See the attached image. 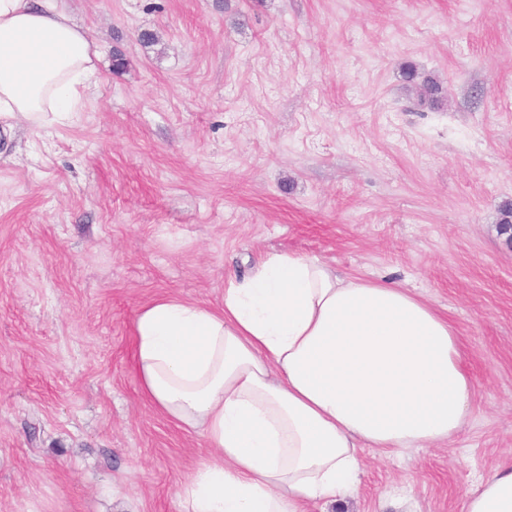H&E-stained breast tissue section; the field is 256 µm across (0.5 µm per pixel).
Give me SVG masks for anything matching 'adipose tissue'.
I'll use <instances>...</instances> for the list:
<instances>
[{
  "instance_id": "ef3b65f1",
  "label": "adipose tissue",
  "mask_w": 512,
  "mask_h": 512,
  "mask_svg": "<svg viewBox=\"0 0 512 512\" xmlns=\"http://www.w3.org/2000/svg\"><path fill=\"white\" fill-rule=\"evenodd\" d=\"M92 42L53 0H0V123L71 120ZM142 394L208 449L180 512H305L354 490L361 448H430L463 428L474 382L452 324L390 283L273 254L224 306L162 297L134 325ZM462 512H512V465Z\"/></svg>"
}]
</instances>
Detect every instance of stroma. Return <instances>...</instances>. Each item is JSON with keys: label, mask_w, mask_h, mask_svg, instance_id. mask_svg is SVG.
<instances>
[{"label": "stroma", "mask_w": 512, "mask_h": 512, "mask_svg": "<svg viewBox=\"0 0 512 512\" xmlns=\"http://www.w3.org/2000/svg\"><path fill=\"white\" fill-rule=\"evenodd\" d=\"M58 6L97 80L72 122L0 130V512H180L206 443L142 395L136 315L221 308L271 252L395 282L453 324L465 426L362 449L333 512H461L512 458V0Z\"/></svg>", "instance_id": "stroma-1"}]
</instances>
